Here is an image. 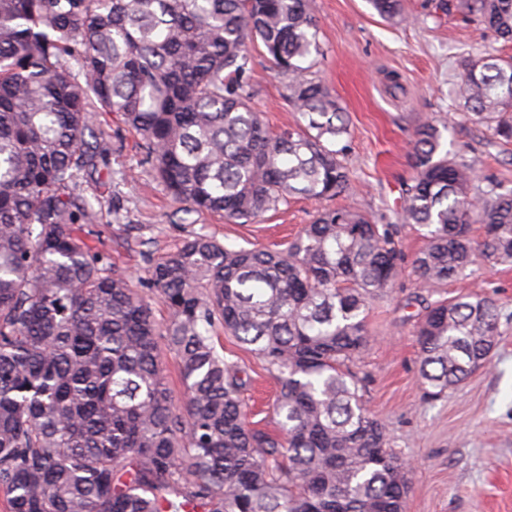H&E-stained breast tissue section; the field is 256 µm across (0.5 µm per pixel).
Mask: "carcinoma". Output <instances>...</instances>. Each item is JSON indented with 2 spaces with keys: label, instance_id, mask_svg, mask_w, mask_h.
I'll list each match as a JSON object with an SVG mask.
<instances>
[{
  "label": "carcinoma",
  "instance_id": "cac0c4a2",
  "mask_svg": "<svg viewBox=\"0 0 512 512\" xmlns=\"http://www.w3.org/2000/svg\"><path fill=\"white\" fill-rule=\"evenodd\" d=\"M389 21L403 0H370ZM512 42V0H460ZM304 120L272 132L252 105L253 43ZM323 48L309 0H0V494L9 512H404L408 464L362 406L356 356L369 301L404 263L418 228L424 284L480 257L512 262V189L475 176L429 119L413 132L402 204L374 214L324 207L284 251L226 246L193 231L154 260L169 310L92 248L98 211L84 179L104 149L95 108L137 135L141 166L187 216L235 224L303 196L351 189L347 114L312 68ZM453 94L475 123L512 141V57L460 64ZM481 224L479 241L470 226ZM499 307L460 296L424 307L420 375L437 397L477 370ZM222 329L266 364L278 432L249 427L240 368ZM179 361L185 400L167 386ZM166 381L172 396L177 403H182L185 399L184 386L179 372L178 359L173 353H167L164 358Z\"/></svg>",
  "mask_w": 512,
  "mask_h": 512
}]
</instances>
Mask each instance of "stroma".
I'll list each match as a JSON object with an SVG mask.
<instances>
[{"mask_svg":"<svg viewBox=\"0 0 512 512\" xmlns=\"http://www.w3.org/2000/svg\"><path fill=\"white\" fill-rule=\"evenodd\" d=\"M436 3L404 0L414 20L392 24L368 0H310L325 51L313 74L350 117L352 188L336 197V206L370 213L399 206L403 185L413 174L409 141L427 118L445 125L449 149L478 157V178L493 177L512 188V142L490 143L485 128L450 92L460 56L487 50L512 56V45L478 30L461 12L443 13ZM251 59L255 109L272 130L295 127L298 114L262 46L252 48ZM92 128L107 165L84 184L86 196L102 204L88 242L108 251L120 273L146 281L147 258L123 245V227L147 225L152 256H164L186 236L171 222L177 205L151 173L140 169L136 139L115 114L98 113ZM129 169L134 178L121 180V171ZM320 208L319 202L297 198L254 224L213 215L198 218L195 226L227 245L281 249ZM401 242L407 261L393 292L369 305L370 339L357 365L369 377L363 396L367 410L411 464L405 512H512V264L479 259L466 278L423 288L412 261L424 242L410 225L402 227ZM416 292L429 303L459 295L486 297L500 310L490 366L435 399L426 396L420 378L415 330L423 309L406 303ZM214 342L249 377L243 397L251 425L274 429L276 386L262 361L230 334H219Z\"/></svg>","mask_w":512,"mask_h":512,"instance_id":"obj_1","label":"stroma"}]
</instances>
